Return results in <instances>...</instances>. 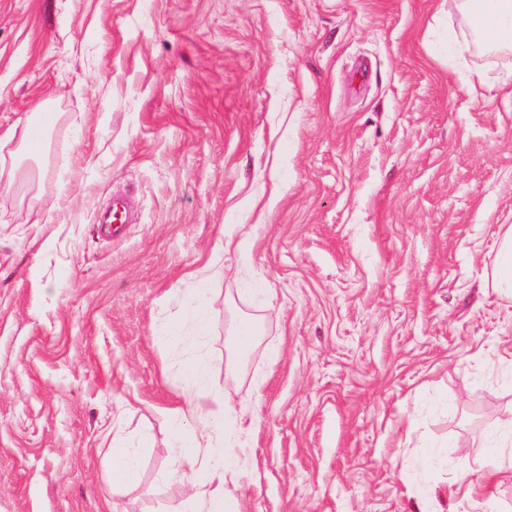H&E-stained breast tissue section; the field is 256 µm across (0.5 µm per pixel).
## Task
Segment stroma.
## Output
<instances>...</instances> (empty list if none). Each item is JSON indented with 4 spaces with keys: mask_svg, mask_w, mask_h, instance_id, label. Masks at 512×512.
I'll list each match as a JSON object with an SVG mask.
<instances>
[{
    "mask_svg": "<svg viewBox=\"0 0 512 512\" xmlns=\"http://www.w3.org/2000/svg\"><path fill=\"white\" fill-rule=\"evenodd\" d=\"M511 71L454 0H0V161L58 116L38 195L0 191V512H177L187 351L156 335L227 224L258 231L200 350L210 410L253 422L244 512H512L507 465L448 493L512 421ZM235 310L260 336L232 375ZM132 200L121 192L112 195V207L97 215L96 230L100 235L117 237L124 233L129 223ZM504 228L499 252L493 270V280L497 288H508L512 291V225H501ZM112 486L134 483L139 475L137 453L133 448L124 447L112 441Z\"/></svg>",
    "mask_w": 512,
    "mask_h": 512,
    "instance_id": "35a3bbf8",
    "label": "stroma"
}]
</instances>
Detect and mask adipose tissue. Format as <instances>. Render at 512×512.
I'll list each match as a JSON object with an SVG mask.
<instances>
[{"mask_svg": "<svg viewBox=\"0 0 512 512\" xmlns=\"http://www.w3.org/2000/svg\"><path fill=\"white\" fill-rule=\"evenodd\" d=\"M456 7L471 33L486 47L512 50V0H456ZM252 231L249 224L225 225L224 236L211 256L194 271L197 304L187 315L189 345H196L208 333L206 307L211 278L224 271L226 254L249 244ZM209 370L207 358L200 354L182 364L186 405L176 411L173 441L180 455L171 476L182 482L185 503L192 512H240L237 479L226 460L244 452L246 426L243 419L229 417L232 398H225L223 411L208 409Z\"/></svg>", "mask_w": 512, "mask_h": 512, "instance_id": "obj_1", "label": "adipose tissue"}]
</instances>
